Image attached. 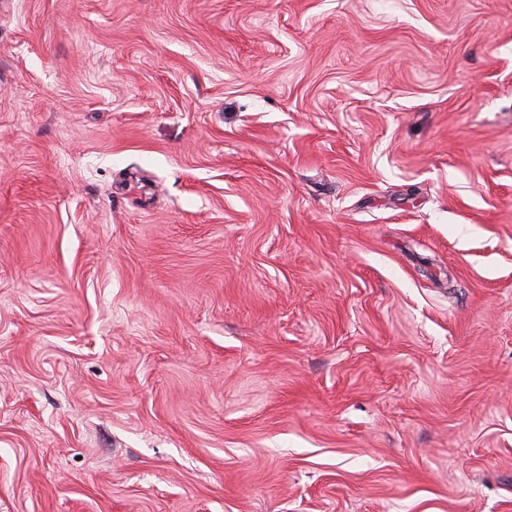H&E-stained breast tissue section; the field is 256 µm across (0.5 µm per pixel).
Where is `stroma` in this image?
I'll use <instances>...</instances> for the list:
<instances>
[{
  "mask_svg": "<svg viewBox=\"0 0 512 512\" xmlns=\"http://www.w3.org/2000/svg\"><path fill=\"white\" fill-rule=\"evenodd\" d=\"M0 512H512V0H0Z\"/></svg>",
  "mask_w": 512,
  "mask_h": 512,
  "instance_id": "1",
  "label": "stroma"
}]
</instances>
